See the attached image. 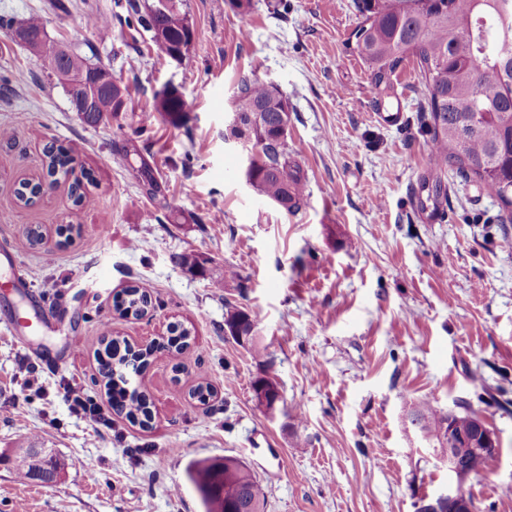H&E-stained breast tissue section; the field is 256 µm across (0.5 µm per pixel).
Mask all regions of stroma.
Listing matches in <instances>:
<instances>
[{"mask_svg": "<svg viewBox=\"0 0 512 512\" xmlns=\"http://www.w3.org/2000/svg\"><path fill=\"white\" fill-rule=\"evenodd\" d=\"M174 2L193 33L179 58L157 55L137 24L131 7L145 0H0V128L16 131L0 140V241L45 232L19 250L27 289L0 262V405L13 407L0 414V512H201L186 467L224 455L254 472L265 512H415L453 477L410 425L412 406L453 409L483 384L512 401V223L453 175L446 220L417 211L430 144L390 116L424 105L420 69L407 60L393 93L375 97L350 47L353 0H251L244 13L229 0ZM32 16L128 86L124 112L89 124L72 111L12 35ZM244 79L276 84L293 109L288 148L309 175L297 214L248 185L246 157L225 136ZM168 87L190 106L185 125L143 123ZM51 142L82 147L92 206L46 184ZM127 149L153 168L156 197L122 161ZM25 179L45 182L30 205L16 196ZM189 252L201 270L178 266ZM135 282L152 297L140 320L113 308ZM229 303L255 315V344L225 332ZM42 306L57 312L55 329L24 327ZM173 322L191 328L190 346L155 351L133 378L151 400L149 427L116 414L96 431L71 410L68 386L105 398L104 337L141 344ZM262 376L283 396L272 414L253 399ZM202 381L216 391L205 404L189 396ZM480 412L499 456L465 489L475 512H512V411ZM35 440L63 465L53 483L16 472L17 449Z\"/></svg>", "mask_w": 512, "mask_h": 512, "instance_id": "1", "label": "stroma"}]
</instances>
